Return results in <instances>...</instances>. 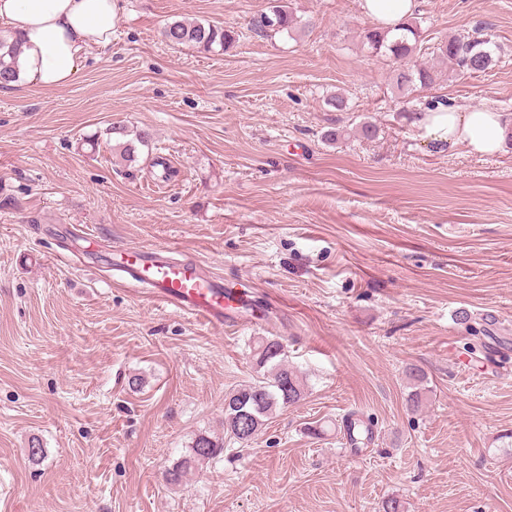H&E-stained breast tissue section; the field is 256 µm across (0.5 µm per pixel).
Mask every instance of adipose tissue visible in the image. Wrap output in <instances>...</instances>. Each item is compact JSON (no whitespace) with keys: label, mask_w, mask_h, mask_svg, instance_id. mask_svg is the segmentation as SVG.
I'll return each instance as SVG.
<instances>
[{"label":"adipose tissue","mask_w":512,"mask_h":512,"mask_svg":"<svg viewBox=\"0 0 512 512\" xmlns=\"http://www.w3.org/2000/svg\"><path fill=\"white\" fill-rule=\"evenodd\" d=\"M362 13L380 27L392 29L412 15L416 0H359ZM117 0H0V26L22 44L19 82L41 88L72 83L89 50L111 45ZM421 139L435 148L465 147L469 153L493 156L506 134L502 113L482 106L443 103L418 114Z\"/></svg>","instance_id":"ef3b65f1"}]
</instances>
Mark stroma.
<instances>
[{"label": "stroma", "mask_w": 512, "mask_h": 512, "mask_svg": "<svg viewBox=\"0 0 512 512\" xmlns=\"http://www.w3.org/2000/svg\"><path fill=\"white\" fill-rule=\"evenodd\" d=\"M273 1L118 0L74 82L0 89V512H512V139L438 152L407 113L439 97L512 119V0H417L413 59L442 80L405 96L398 61L363 46L359 0H281L297 24L266 37L253 20ZM174 19L239 38L174 48ZM478 29L499 60L456 76L438 46ZM119 124L151 137L135 161ZM135 246L198 258L253 321L207 329L114 285L113 251ZM462 311L494 318L481 352ZM260 336L304 400L170 488L164 469L255 378ZM410 366L430 387L418 412ZM352 411L376 422L359 456Z\"/></svg>", "instance_id": "35a3bbf8"}]
</instances>
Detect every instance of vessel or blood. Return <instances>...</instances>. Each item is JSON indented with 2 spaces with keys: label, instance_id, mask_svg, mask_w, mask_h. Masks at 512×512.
<instances>
[{
  "label": "vessel or blood",
  "instance_id": "obj_1",
  "mask_svg": "<svg viewBox=\"0 0 512 512\" xmlns=\"http://www.w3.org/2000/svg\"><path fill=\"white\" fill-rule=\"evenodd\" d=\"M112 268L141 285L149 298L214 329L237 326L244 303L195 258L175 260L157 247L114 252Z\"/></svg>",
  "mask_w": 512,
  "mask_h": 512
}]
</instances>
